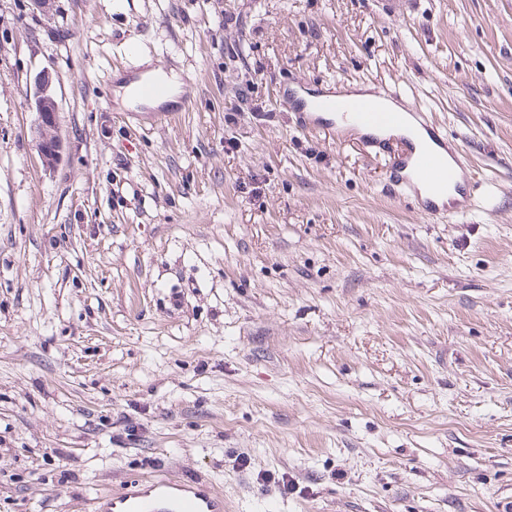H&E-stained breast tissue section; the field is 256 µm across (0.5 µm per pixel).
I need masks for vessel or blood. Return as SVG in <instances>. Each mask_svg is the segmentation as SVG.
Returning a JSON list of instances; mask_svg holds the SVG:
<instances>
[{
  "instance_id": "vessel-or-blood-1",
  "label": "vessel or blood",
  "mask_w": 512,
  "mask_h": 512,
  "mask_svg": "<svg viewBox=\"0 0 512 512\" xmlns=\"http://www.w3.org/2000/svg\"><path fill=\"white\" fill-rule=\"evenodd\" d=\"M280 95L304 117V128L326 129L337 140H345L349 131L362 130L361 142L367 152H380L386 139L377 137V130L401 124L403 90L394 88L380 93L378 100L355 98L339 104L335 97L318 95L306 98L303 89L281 87ZM394 110H386V103ZM469 173L470 163L462 147L451 150L450 157L433 151L414 152L409 139L396 140L390 174L396 186L408 190L422 182L435 188L447 187L454 172ZM96 512H224V497L208 480L194 478L173 480L165 476L135 475L111 497L98 500Z\"/></svg>"
}]
</instances>
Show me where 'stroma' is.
Returning a JSON list of instances; mask_svg holds the SVG:
<instances>
[{
    "label": "stroma",
    "instance_id": "35a3bbf8",
    "mask_svg": "<svg viewBox=\"0 0 512 512\" xmlns=\"http://www.w3.org/2000/svg\"><path fill=\"white\" fill-rule=\"evenodd\" d=\"M149 67L192 102L140 131ZM285 81L404 88L479 190L416 214ZM154 471L224 512L512 498V0H0V512ZM37 84L36 112L38 119L33 132L35 133L42 156L48 163L53 164L59 157L60 141L56 133L58 106L49 93L51 84L50 73L43 71L37 79Z\"/></svg>",
    "mask_w": 512,
    "mask_h": 512
}]
</instances>
